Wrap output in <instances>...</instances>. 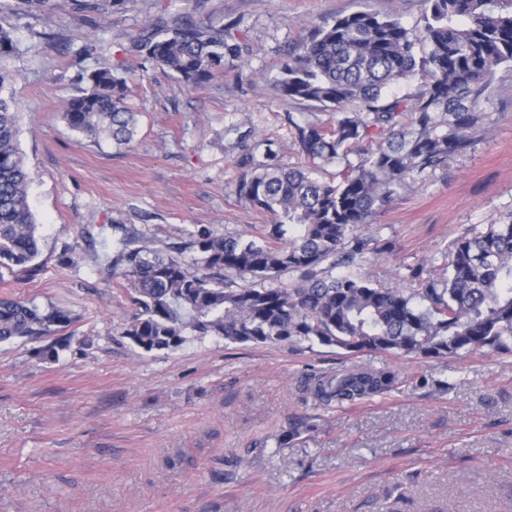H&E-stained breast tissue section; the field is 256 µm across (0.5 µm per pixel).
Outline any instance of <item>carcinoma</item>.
I'll return each instance as SVG.
<instances>
[{"label":"carcinoma","mask_w":512,"mask_h":512,"mask_svg":"<svg viewBox=\"0 0 512 512\" xmlns=\"http://www.w3.org/2000/svg\"><path fill=\"white\" fill-rule=\"evenodd\" d=\"M30 17L62 8L60 0H14ZM127 0H66L92 19L122 9ZM170 12L171 0H152L132 51L189 86L224 71L239 55L236 34L223 21H201V0ZM419 21L359 9L315 27L282 62L276 91L336 112L335 123L295 125L305 164L265 160L241 180L238 193L252 208L274 216L253 239L191 233L182 251L133 246L125 236L104 245L107 266L121 270L137 313L125 335L146 351L173 349L185 336H221L237 344L334 346L349 353H396L426 358L476 351L512 352V213L455 239L443 273L406 267L405 290L377 286L359 271L378 240L376 217L406 186L467 154L491 122L497 70L512 67V0H421ZM14 30L0 25V269L19 271L40 253L28 203L31 174L17 145V106L9 92L17 73ZM79 94L64 119L89 138L129 146L137 113L127 105L121 60L96 56L78 74ZM415 86L397 96L394 86ZM376 146H371L372 142ZM359 151L357 162L349 155ZM344 165L341 179L320 168ZM342 268L344 272L334 274ZM231 274L252 285L232 288ZM297 275L289 288L273 281ZM64 319L35 306L0 302V340L31 336ZM390 371L348 369L309 377L322 401L341 404L387 392Z\"/></svg>","instance_id":"carcinoma-1"}]
</instances>
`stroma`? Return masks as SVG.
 Segmentation results:
<instances>
[{"label":"stroma","instance_id":"35a3bbf8","mask_svg":"<svg viewBox=\"0 0 512 512\" xmlns=\"http://www.w3.org/2000/svg\"><path fill=\"white\" fill-rule=\"evenodd\" d=\"M150 2L128 0L94 27L0 0L41 237L26 271L0 272V299L68 316L0 340V512H512V354L351 356L219 336L147 351L125 336L136 307L100 259L117 227L175 256L188 233L247 238L271 223L239 197L242 176L268 146L281 166L301 163L293 122L334 119L278 95L288 52L362 6L415 24L420 0H205V13L236 24L242 51L199 88L132 51ZM86 43L129 65L132 146L84 137L63 117ZM489 110L471 153L411 179L376 218L381 247L361 267L374 282L402 285L409 265L438 270L455 238L512 211L507 68ZM352 364L398 382L343 405L305 389L306 375Z\"/></svg>","mask_w":512,"mask_h":512}]
</instances>
